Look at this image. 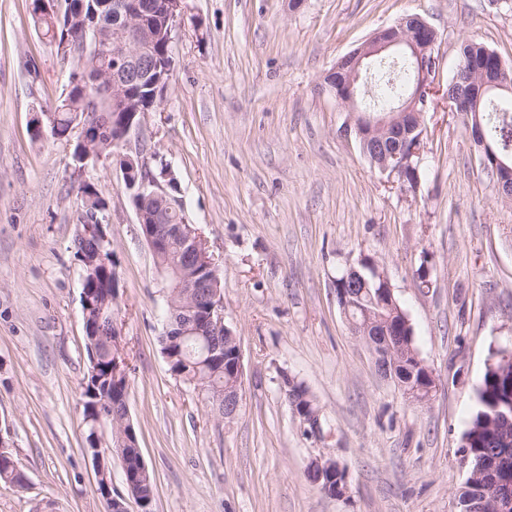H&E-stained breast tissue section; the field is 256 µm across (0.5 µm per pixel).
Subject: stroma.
Wrapping results in <instances>:
<instances>
[{"label":"stroma","mask_w":512,"mask_h":512,"mask_svg":"<svg viewBox=\"0 0 512 512\" xmlns=\"http://www.w3.org/2000/svg\"><path fill=\"white\" fill-rule=\"evenodd\" d=\"M407 14L438 33L440 86L466 38L512 66V12L490 0H186L173 78L125 152L146 146L150 167H170L167 191L219 269L243 356L233 419L215 417L161 353L166 282L119 157L84 169L108 205L128 410L154 512H458L475 391L491 350L512 349V202L445 96L424 115L419 184L403 190L343 135L349 114L323 88L341 57ZM67 72L29 0H0V435L27 479L0 481V512H105L85 453L73 144L33 131ZM365 257L435 377L426 402L380 375L338 305L337 277ZM287 377L314 396L322 434L306 433ZM327 458L348 473L346 497L307 477Z\"/></svg>","instance_id":"35a3bbf8"}]
</instances>
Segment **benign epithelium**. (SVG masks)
Instances as JSON below:
<instances>
[{"label": "benign epithelium", "mask_w": 512, "mask_h": 512, "mask_svg": "<svg viewBox=\"0 0 512 512\" xmlns=\"http://www.w3.org/2000/svg\"><path fill=\"white\" fill-rule=\"evenodd\" d=\"M186 0H37V15L51 16L56 20L67 18L63 36L55 37L57 53L65 61H75L79 66L73 69L74 77L66 86L65 104L74 112L73 131L76 132L77 151L74 154L77 170L84 169L89 161H99L110 156V150L128 145L132 132L139 128L141 118L157 101L171 82L173 69L166 67L158 72L156 60L169 54L172 34L178 19L185 9ZM396 27L403 34L395 39L377 40L372 47L352 51L344 57L349 69V79L336 81L330 93L336 102L355 110L356 94L354 85L368 66V60L375 56L404 47L411 51L414 61L415 80L411 94L404 97L397 112L412 113L420 117L427 111L429 96L436 92L435 67L433 65L437 45V33L422 17L409 15L397 22ZM112 58V68L104 69L86 63L89 58ZM468 70L465 65L457 68L452 84L458 92L448 98L457 111L464 115L471 111V101L466 95ZM115 99L129 105L131 118L124 124V134L105 141L99 135L92 120V112L104 99ZM420 155V145L409 142L402 136L391 134V141L380 143L374 150L373 164L401 188L413 183L411 171L415 158ZM125 184L137 188V194L156 199L171 207L178 201L162 187L158 178L148 173L143 151L126 155L120 165ZM138 223L142 234L153 253L166 250L168 242L176 238L190 248V258L196 268L191 280H177L174 288H205L206 295L201 303L190 310L186 319L170 315L164 341L176 343L185 336H195L207 331L209 336H227L230 343L219 344L208 353L217 364H229L230 383L224 388V418L230 420L237 414L241 404L243 380V357L237 336L224 320V298L220 277L213 256L209 253L205 239L194 224H159L149 222L145 206L136 205ZM100 239L108 243L104 225L96 218L81 213L77 239ZM367 270L373 279L380 282L378 294L393 302L392 288L386 276L365 259L358 265L348 267L342 280L336 283L340 307L353 334L372 352L375 361L383 371H390L391 342H379L372 312L352 301V289L361 293L369 292V282L362 275ZM311 477L319 484L323 478L337 483L341 494L348 490L347 473L340 464L330 461L312 463ZM480 469L489 472L486 481L489 501L495 512H512V469L498 465V459L486 461Z\"/></svg>", "instance_id": "obj_1"}]
</instances>
